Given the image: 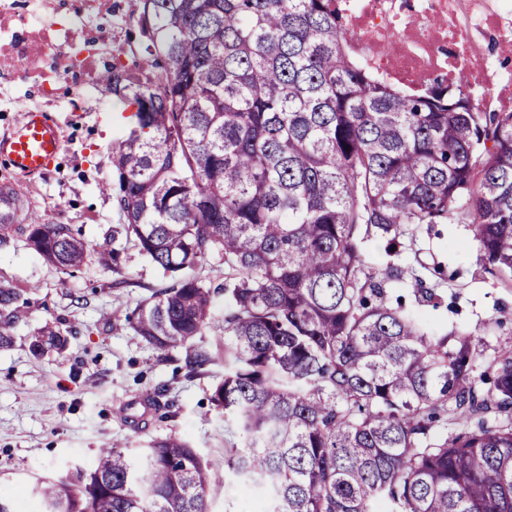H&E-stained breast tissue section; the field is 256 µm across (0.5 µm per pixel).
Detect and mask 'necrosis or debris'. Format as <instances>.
I'll use <instances>...</instances> for the list:
<instances>
[{
  "label": "necrosis or debris",
  "mask_w": 512,
  "mask_h": 512,
  "mask_svg": "<svg viewBox=\"0 0 512 512\" xmlns=\"http://www.w3.org/2000/svg\"><path fill=\"white\" fill-rule=\"evenodd\" d=\"M107 0H80L66 11L62 0H0V75L50 91L72 81L92 93L100 61L82 36ZM349 42L376 76L416 89L429 77L466 80L479 107L512 112V70L482 48L486 34L512 46V0H340ZM47 48L51 67L34 52Z\"/></svg>",
  "instance_id": "necrosis-or-debris-1"
}]
</instances>
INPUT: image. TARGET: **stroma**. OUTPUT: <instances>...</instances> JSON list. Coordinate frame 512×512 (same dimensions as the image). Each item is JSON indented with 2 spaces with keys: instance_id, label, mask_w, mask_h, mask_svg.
<instances>
[{
  "instance_id": "1",
  "label": "stroma",
  "mask_w": 512,
  "mask_h": 512,
  "mask_svg": "<svg viewBox=\"0 0 512 512\" xmlns=\"http://www.w3.org/2000/svg\"><path fill=\"white\" fill-rule=\"evenodd\" d=\"M138 0H110L87 36L102 63L113 55L132 62L129 34ZM41 100L40 89L17 88L0 77V137L20 125L25 111L15 95ZM125 104L100 86L83 96L72 85L61 86L52 114L62 144L46 174L20 176L0 161V186L13 187L24 210L47 224L81 229L91 245L104 243L122 218L102 186L112 178V144L127 130L115 121ZM468 224L404 226L397 253L387 256L376 239H368V265L415 267L419 281L387 280V302L403 297L408 309L436 333L465 329L485 340L477 359L486 369L512 351V283L481 266L468 246ZM127 284L112 285L111 270L87 262L73 274L63 273L29 249L23 237L0 244V288H13L27 299L26 316L15 329L12 347H0V491L12 512H39L32 492L36 479L74 464L92 465L98 449L115 443L142 448L170 435L188 441L210 461L216 479L209 492L212 512H266L264 491L224 475V413L211 401L224 378V297L216 295L209 327L195 346L213 359L201 369L187 366L188 350L162 352L147 344L126 322L137 305L162 287L161 271L128 248ZM435 289L440 306L421 301L417 285ZM61 321L74 327L61 350L41 354L29 348V337L41 325ZM147 395L158 412L139 425L129 415Z\"/></svg>"
}]
</instances>
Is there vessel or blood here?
I'll list each match as a JSON object with an SVG mask.
<instances>
[{"label": "vessel or blood", "instance_id": "vessel-or-blood-1", "mask_svg": "<svg viewBox=\"0 0 512 512\" xmlns=\"http://www.w3.org/2000/svg\"><path fill=\"white\" fill-rule=\"evenodd\" d=\"M61 147L58 126L45 112L26 113L9 136L0 138V161L22 174L49 171ZM21 206L13 189H0V223L16 224Z\"/></svg>", "mask_w": 512, "mask_h": 512}]
</instances>
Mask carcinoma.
Segmentation results:
<instances>
[{
	"label": "carcinoma",
	"mask_w": 512,
	"mask_h": 512,
	"mask_svg": "<svg viewBox=\"0 0 512 512\" xmlns=\"http://www.w3.org/2000/svg\"><path fill=\"white\" fill-rule=\"evenodd\" d=\"M140 61L101 82L135 108L112 145L124 223L92 246L70 224H14L65 273L89 257L123 273L127 245L166 278L133 312L160 351L209 325L224 259V380L212 402L224 472L263 488L268 512H512V354L481 373L483 337L434 334L393 276L364 259L374 234L466 223L484 269L512 278V112H484L463 83L408 93L357 62L336 0H139ZM21 295L0 288V347ZM47 323L34 350L62 349ZM463 428L429 439L448 421ZM212 469L168 436L99 450L37 481L40 512H209Z\"/></svg>",
	"instance_id": "obj_1"
}]
</instances>
